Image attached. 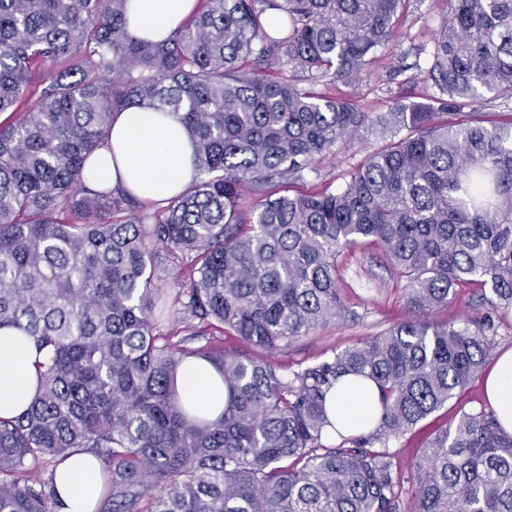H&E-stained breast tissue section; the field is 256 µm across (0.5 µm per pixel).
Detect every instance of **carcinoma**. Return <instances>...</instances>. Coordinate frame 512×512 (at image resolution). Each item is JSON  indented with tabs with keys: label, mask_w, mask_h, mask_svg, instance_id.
<instances>
[{
	"label": "carcinoma",
	"mask_w": 512,
	"mask_h": 512,
	"mask_svg": "<svg viewBox=\"0 0 512 512\" xmlns=\"http://www.w3.org/2000/svg\"><path fill=\"white\" fill-rule=\"evenodd\" d=\"M402 2L207 0L157 42L128 34V0H0V327L39 351L36 397L0 417V512H55L53 478L24 472L89 448L100 512H400L388 442L482 375L493 314L512 308V113L461 111L512 101V0H449L423 101L374 115L299 85L352 80L396 37ZM136 101L194 141L195 181L150 209L83 181ZM363 128L384 144L338 191L290 193ZM364 239L405 280L411 317L288 375L217 342L269 355L345 318L336 260ZM157 245L182 306L167 331ZM464 284L490 312L423 319ZM189 359L227 386L214 422L179 405ZM347 375L374 383L379 418L330 444L328 395ZM416 470L412 512H512V434L487 405Z\"/></svg>",
	"instance_id": "cac0c4a2"
}]
</instances>
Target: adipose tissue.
I'll list each match as a JSON object with an SVG mask.
<instances>
[{
	"label": "adipose tissue",
	"mask_w": 512,
	"mask_h": 512,
	"mask_svg": "<svg viewBox=\"0 0 512 512\" xmlns=\"http://www.w3.org/2000/svg\"><path fill=\"white\" fill-rule=\"evenodd\" d=\"M197 0H129L127 30L131 36L161 40L179 29ZM191 138L179 116L133 104L113 118L107 144L96 151L83 172L84 181L127 191L151 204L181 193L196 177ZM37 351L28 336L13 327L0 328V416L19 415L33 400ZM183 402L194 404L208 420L218 419L227 389L208 362L188 363L178 381ZM485 396L500 426L512 433V350L503 353L489 372ZM372 382L334 389L330 416L344 433L364 430L376 412ZM94 456L83 454L61 465L55 476L60 512H95L99 497Z\"/></svg>",
	"instance_id": "1"
}]
</instances>
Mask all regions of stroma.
Masks as SVG:
<instances>
[{"instance_id": "stroma-1", "label": "stroma", "mask_w": 512, "mask_h": 512, "mask_svg": "<svg viewBox=\"0 0 512 512\" xmlns=\"http://www.w3.org/2000/svg\"><path fill=\"white\" fill-rule=\"evenodd\" d=\"M447 16V0H406L397 22V39L379 49L372 63L352 83L307 76L302 85L328 95L353 96L366 112L387 111L397 100H421L435 91L426 71L433 42ZM381 144L377 134L367 131L337 143L333 154L317 162L314 171L297 181V188L310 193L338 190ZM337 274L349 317L317 329L274 354V361L285 371L319 362L407 317L403 283L382 247L362 244L345 251L338 259ZM484 401L483 382L475 380L460 397L450 400L403 437L391 440L389 449L403 471H412L422 449L436 434L454 426L462 412Z\"/></svg>"}]
</instances>
